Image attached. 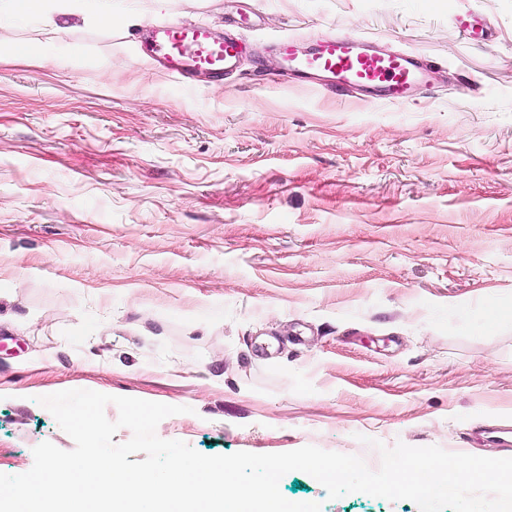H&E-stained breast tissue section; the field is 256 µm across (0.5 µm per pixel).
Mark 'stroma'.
<instances>
[{"label":"stroma","mask_w":512,"mask_h":512,"mask_svg":"<svg viewBox=\"0 0 512 512\" xmlns=\"http://www.w3.org/2000/svg\"><path fill=\"white\" fill-rule=\"evenodd\" d=\"M95 12V0H82ZM105 28L0 25V473L75 446L40 396L180 407L205 455L376 443L512 457V0H112ZM237 31L238 68L186 88L153 26ZM366 39L433 63L400 106L285 74L268 44ZM54 43L38 68L11 49ZM503 309L483 330V301ZM283 497L321 512H420Z\"/></svg>","instance_id":"stroma-1"}]
</instances>
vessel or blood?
Instances as JSON below:
<instances>
[{
	"instance_id": "obj_1",
	"label": "vessel or blood",
	"mask_w": 512,
	"mask_h": 512,
	"mask_svg": "<svg viewBox=\"0 0 512 512\" xmlns=\"http://www.w3.org/2000/svg\"><path fill=\"white\" fill-rule=\"evenodd\" d=\"M141 50L185 83L201 75L223 78L238 60L241 44L209 26L173 21L147 33ZM276 50L285 71L295 77L324 75L330 86L369 89L391 103L408 102L424 77L413 56L369 51L353 40L325 37L305 53L293 39L284 37L277 41Z\"/></svg>"
}]
</instances>
